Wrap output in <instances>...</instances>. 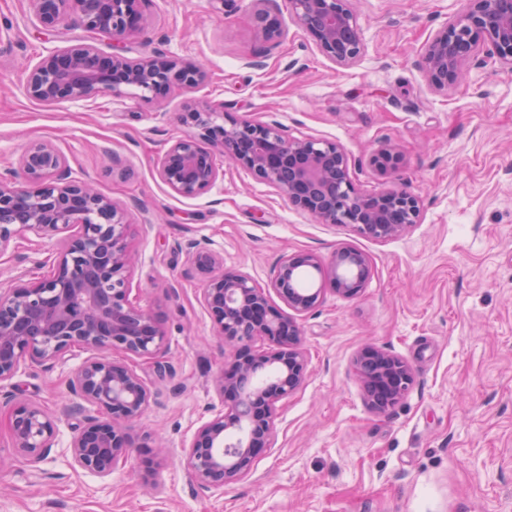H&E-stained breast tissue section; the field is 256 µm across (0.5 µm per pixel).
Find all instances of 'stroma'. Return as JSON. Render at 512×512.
I'll return each instance as SVG.
<instances>
[{"instance_id": "stroma-1", "label": "stroma", "mask_w": 512, "mask_h": 512, "mask_svg": "<svg viewBox=\"0 0 512 512\" xmlns=\"http://www.w3.org/2000/svg\"><path fill=\"white\" fill-rule=\"evenodd\" d=\"M350 6L365 51L341 67L292 22L286 0L275 2L284 35L274 48L249 18L251 0H143L142 30L123 54L164 52L202 67V84L162 99L131 89L47 105L25 94L21 66L81 31L68 20L43 30L28 0H0V171L29 143L48 142L73 179L123 204L131 297L168 338L161 367L135 363L151 400L132 430V455L107 478L70 454L67 383L91 351L72 349L5 384L53 414L58 435L49 459L31 466L12 448L10 407L0 404V512H512V70L483 56L461 87L430 86L423 46L464 0ZM215 104L219 124L230 115L338 143L360 191L398 183L418 196V224L380 241L315 222L220 154L212 189L177 195L159 176L160 159L195 134L183 113ZM388 144L403 162L382 175L370 157ZM192 240L261 288L287 254L327 260L348 247L371 267L359 298L328 290L301 316L307 379L278 403L272 446L252 472L219 489L200 488L183 462L221 405L224 368L203 279L187 263ZM55 252L18 234L0 252V288L48 275ZM368 346L400 356L414 375L383 412L367 404L353 364Z\"/></svg>"}]
</instances>
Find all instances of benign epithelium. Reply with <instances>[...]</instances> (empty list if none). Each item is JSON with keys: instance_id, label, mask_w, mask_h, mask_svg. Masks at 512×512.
Wrapping results in <instances>:
<instances>
[{"instance_id": "obj_1", "label": "benign epithelium", "mask_w": 512, "mask_h": 512, "mask_svg": "<svg viewBox=\"0 0 512 512\" xmlns=\"http://www.w3.org/2000/svg\"><path fill=\"white\" fill-rule=\"evenodd\" d=\"M41 26L56 28L70 17L83 31L120 43L140 32L141 0H29ZM252 0L253 19L264 42L282 37L279 14ZM349 0H289L294 23L318 50L338 66H351L365 47ZM462 15L427 41L423 65L430 85L448 91L466 78L479 54L512 70V0H465ZM26 94L59 104L138 88L164 96L192 89L204 78L153 51L137 59L105 54L77 40L24 68ZM193 109L183 122L200 133L179 139L164 152L161 180L182 197L208 191L219 177L220 153L274 188L293 207L317 222L349 225L362 235L389 240L408 233L420 214L418 198L394 185L362 193L351 179L348 159L336 143L290 138L272 124ZM402 162L394 147L370 159L383 174ZM124 209L90 184L71 178L64 156L47 142H34L17 166L0 173V251L20 232L57 240L53 271L0 289V384L24 366H47L73 347L96 353L69 378L68 391L80 400L81 417L70 443L73 463L101 478L112 475L133 448L130 428L148 406L151 394L142 377L117 353L154 360L167 334L151 311L130 300L132 254ZM187 262L204 278L203 301L216 338L232 355L215 388L222 407L195 431L184 460L202 488H220L248 475L259 455L271 447L276 404L298 390L308 375L298 316L320 303L324 288H301L299 278L314 270L329 278L344 299L358 297L370 274L368 257L341 248L326 264L313 252L283 256L268 288H258L241 273L224 271L210 249L193 244ZM284 304H271L270 293ZM262 346H255V342ZM359 380L371 408L399 403L413 383L410 365L388 351L366 347L355 358ZM11 403V445L36 467L55 445L57 420L39 403L7 395Z\"/></svg>"}]
</instances>
